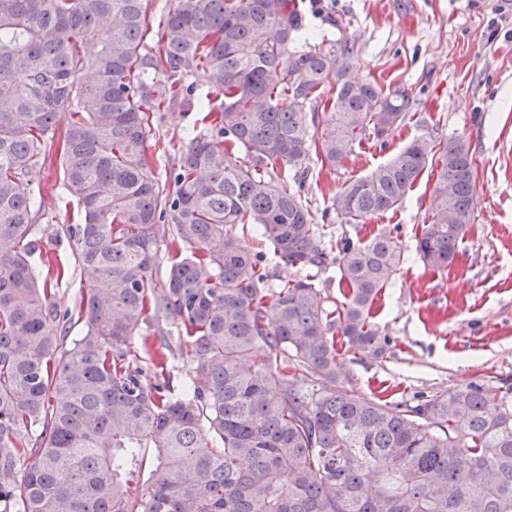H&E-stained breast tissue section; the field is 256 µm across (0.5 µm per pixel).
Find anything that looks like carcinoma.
Wrapping results in <instances>:
<instances>
[{"mask_svg":"<svg viewBox=\"0 0 512 512\" xmlns=\"http://www.w3.org/2000/svg\"><path fill=\"white\" fill-rule=\"evenodd\" d=\"M301 20L295 0H178L155 54L144 0H0V512H512V381L396 403L339 385L336 338L363 359L390 348L371 310L403 248L390 232L325 238L304 164L315 153L336 167L369 136L386 144L412 100L352 81L345 42L297 48ZM199 70L224 102L201 107L206 130L170 191L146 133L163 106L195 103L184 77ZM318 100L320 132L304 113ZM434 149L410 141L330 209L357 224L395 208ZM53 150L81 214L76 261L94 274L73 312L31 264L43 214L28 176ZM439 151L416 243L432 270L455 261L474 214L469 147ZM238 224L310 274L266 287ZM331 265L342 302L316 285ZM151 312L180 328L179 397L167 337L145 367L130 351ZM74 319L85 330L71 339ZM169 368H170V380L169 385L171 389V393L173 395H179L187 381H188V375H187V368L185 364L183 363V360L179 356L178 352H176L174 355H170L169 359Z\"/></svg>","mask_w":512,"mask_h":512,"instance_id":"cac0c4a2","label":"carcinoma"}]
</instances>
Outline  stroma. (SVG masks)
Segmentation results:
<instances>
[{"mask_svg": "<svg viewBox=\"0 0 512 512\" xmlns=\"http://www.w3.org/2000/svg\"><path fill=\"white\" fill-rule=\"evenodd\" d=\"M303 33L327 50L353 44L354 76L404 89L413 100L386 148L354 146L338 167L306 162L301 195L327 236L398 235L399 273L374 305V320L391 339L386 358L339 356V383L390 400L448 392L472 381L512 378V0H299ZM196 108L157 113L145 155L159 183L202 131ZM435 144L462 139L475 160L474 220L443 271L424 268L416 239L431 213L435 172L424 169L393 210L362 224L341 223L330 199L347 179L368 174L414 138ZM42 193L44 216L32 237V264L53 281L59 309L74 308L90 284L75 261L77 206L63 189L59 160L29 176ZM63 267L57 278L55 267Z\"/></svg>", "mask_w": 512, "mask_h": 512, "instance_id": "1", "label": "stroma"}]
</instances>
